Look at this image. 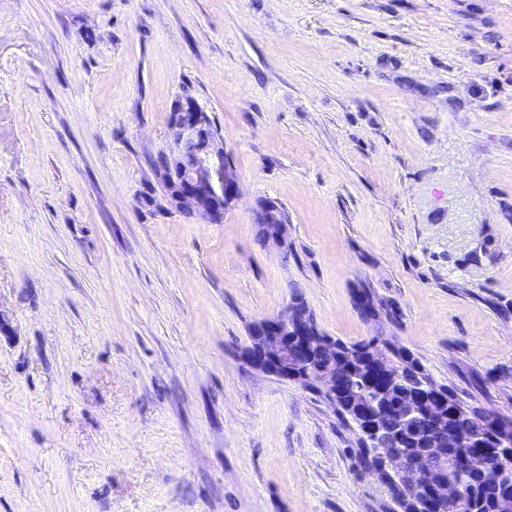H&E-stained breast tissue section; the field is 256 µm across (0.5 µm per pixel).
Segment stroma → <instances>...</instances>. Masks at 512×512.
<instances>
[{
  "mask_svg": "<svg viewBox=\"0 0 512 512\" xmlns=\"http://www.w3.org/2000/svg\"><path fill=\"white\" fill-rule=\"evenodd\" d=\"M187 87L220 224L151 167ZM295 295L512 416V0H0V512H383L350 427L246 358ZM283 211V207L275 201L257 204L256 213L271 230L266 243L269 247L285 249L288 246V221Z\"/></svg>",
  "mask_w": 512,
  "mask_h": 512,
  "instance_id": "1",
  "label": "stroma"
}]
</instances>
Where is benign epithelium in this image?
Returning a JSON list of instances; mask_svg holds the SVG:
<instances>
[{
  "label": "benign epithelium",
  "mask_w": 512,
  "mask_h": 512,
  "mask_svg": "<svg viewBox=\"0 0 512 512\" xmlns=\"http://www.w3.org/2000/svg\"><path fill=\"white\" fill-rule=\"evenodd\" d=\"M224 137L212 130L210 119L199 101L182 96L174 104L169 116L166 146L153 161L157 181L165 192L168 204L193 214L210 224H221L224 212L239 198L240 185L235 168L225 160ZM256 213L271 233L267 245L278 249L288 247V221L283 207L275 201H261ZM249 361L261 370L277 372L281 376L298 375L305 366H312L310 388L320 392L330 405H336V368L331 362L313 364L314 359L332 357L335 340L319 335L312 326L310 312L304 302L295 297L286 308L271 317L255 323L250 330ZM400 388L405 399L396 408L397 425L383 421L385 406L372 400L387 391ZM428 386L422 373L394 356L383 341H375L369 348V370L363 378V404L357 409L350 426L357 436L359 448H384L397 442L412 428L419 412V401L426 396ZM437 412L443 417L470 422V410L456 405L448 390L433 393ZM499 423L484 420L472 428L470 434L448 436V447L458 453L444 460L441 447L428 450L417 464L408 466L398 458L391 464L398 482L421 486L423 497L444 500L462 497L466 493L468 475L484 468V457L469 450L470 444L481 435L497 443L496 451L503 458L512 459V436L504 438ZM439 458L438 468L450 470L456 479L449 482L434 477L435 468L428 461Z\"/></svg>",
  "instance_id": "benign-epithelium-1"
}]
</instances>
